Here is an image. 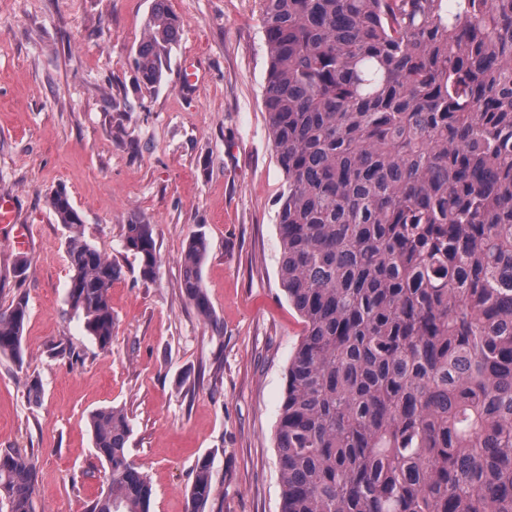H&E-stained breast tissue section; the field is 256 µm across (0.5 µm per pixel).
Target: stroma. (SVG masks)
Masks as SVG:
<instances>
[{
    "label": "stroma",
    "mask_w": 512,
    "mask_h": 512,
    "mask_svg": "<svg viewBox=\"0 0 512 512\" xmlns=\"http://www.w3.org/2000/svg\"><path fill=\"white\" fill-rule=\"evenodd\" d=\"M168 5L179 36L148 89L134 55L155 0H0V193L14 196L32 242L23 253L0 233V309L28 308L23 365L0 358V451L27 453L35 512H86L104 489L88 416L109 405L130 420L151 512H185L203 458L206 512H280L276 428L304 325L279 277L284 180L264 109L259 0ZM186 72L194 86L179 85ZM59 187L85 240L122 268L107 353L66 304L68 231L47 202ZM135 217L154 226L150 280L124 247ZM197 233L210 243L209 319L182 288ZM35 378L38 405L27 398Z\"/></svg>",
    "instance_id": "1"
}]
</instances>
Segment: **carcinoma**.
Listing matches in <instances>:
<instances>
[{
  "label": "carcinoma",
  "mask_w": 512,
  "mask_h": 512,
  "mask_svg": "<svg viewBox=\"0 0 512 512\" xmlns=\"http://www.w3.org/2000/svg\"><path fill=\"white\" fill-rule=\"evenodd\" d=\"M264 107L284 176L281 285L304 324L277 442L281 512H512V0H260ZM179 24L156 0L137 67L154 87ZM66 302L112 347L121 268L67 191ZM124 247L152 278L153 225ZM190 237L182 288L212 315ZM27 304L0 311L21 365ZM107 489L87 512H150L121 407L89 415ZM26 454L0 452V512H34ZM210 462L186 512H205Z\"/></svg>",
  "instance_id": "cac0c4a2"
}]
</instances>
